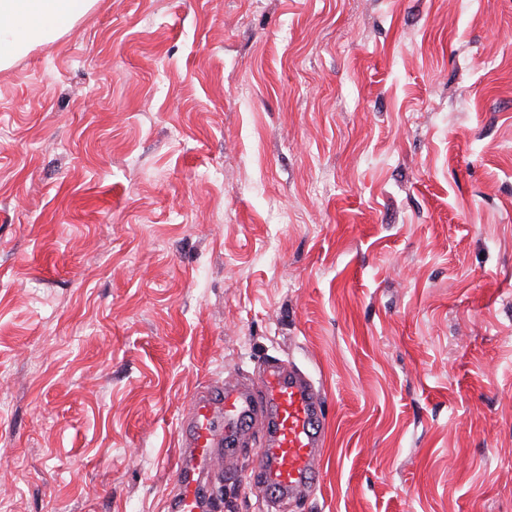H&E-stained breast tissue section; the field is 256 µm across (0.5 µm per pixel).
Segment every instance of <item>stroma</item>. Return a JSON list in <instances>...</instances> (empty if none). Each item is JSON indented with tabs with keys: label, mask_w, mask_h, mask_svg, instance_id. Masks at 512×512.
<instances>
[{
	"label": "stroma",
	"mask_w": 512,
	"mask_h": 512,
	"mask_svg": "<svg viewBox=\"0 0 512 512\" xmlns=\"http://www.w3.org/2000/svg\"><path fill=\"white\" fill-rule=\"evenodd\" d=\"M273 359L327 409L288 512H512V0H96L0 70V512H167Z\"/></svg>",
	"instance_id": "35a3bbf8"
}]
</instances>
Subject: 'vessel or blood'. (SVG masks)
<instances>
[{
    "label": "vessel or blood",
    "mask_w": 512,
    "mask_h": 512,
    "mask_svg": "<svg viewBox=\"0 0 512 512\" xmlns=\"http://www.w3.org/2000/svg\"><path fill=\"white\" fill-rule=\"evenodd\" d=\"M325 423L313 380L281 361L264 364L257 377L196 395L180 430L170 512H211V472L256 427L265 442L250 482L270 491L269 512H284L290 499L315 487Z\"/></svg>",
    "instance_id": "obj_1"
}]
</instances>
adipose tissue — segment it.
I'll return each instance as SVG.
<instances>
[{
  "mask_svg": "<svg viewBox=\"0 0 512 512\" xmlns=\"http://www.w3.org/2000/svg\"><path fill=\"white\" fill-rule=\"evenodd\" d=\"M95 0H0V69L32 46L54 40Z\"/></svg>",
  "mask_w": 512,
  "mask_h": 512,
  "instance_id": "obj_1",
  "label": "adipose tissue"
}]
</instances>
